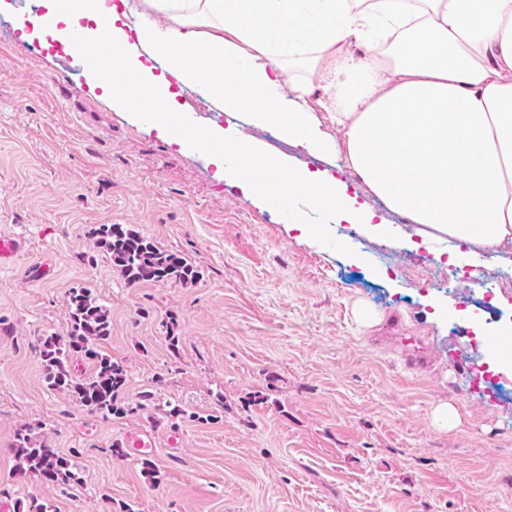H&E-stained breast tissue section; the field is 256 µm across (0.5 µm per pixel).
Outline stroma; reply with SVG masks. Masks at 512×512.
Returning <instances> with one entry per match:
<instances>
[{
    "mask_svg": "<svg viewBox=\"0 0 512 512\" xmlns=\"http://www.w3.org/2000/svg\"><path fill=\"white\" fill-rule=\"evenodd\" d=\"M43 11L0 8V235L20 243L0 269V512L32 499L51 512H512V378L490 396L472 382L488 360L473 322L512 318V254L448 267L312 208L320 233L296 241L294 209L246 200L236 179H214L206 151L158 138L147 114L90 93L45 39L21 38L19 20ZM178 101L194 124L327 169L406 225L341 153L316 158L193 88ZM103 224L182 255L197 279L128 283L98 243ZM476 266L496 306L483 305ZM74 288L109 312L101 350L127 371L126 414L91 412L46 379L42 344L65 333ZM358 301L380 316L366 331ZM441 403L462 417L448 432L430 420ZM22 427L71 457L76 483L18 473Z\"/></svg>",
    "mask_w": 512,
    "mask_h": 512,
    "instance_id": "1",
    "label": "stroma"
}]
</instances>
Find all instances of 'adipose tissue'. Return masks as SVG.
Wrapping results in <instances>:
<instances>
[{"label": "adipose tissue", "instance_id": "ef3b65f1", "mask_svg": "<svg viewBox=\"0 0 512 512\" xmlns=\"http://www.w3.org/2000/svg\"><path fill=\"white\" fill-rule=\"evenodd\" d=\"M143 2L130 25L106 0H43L33 29L94 43L87 20L111 15L114 79L88 78L89 88L120 106L147 100L151 130L207 150L215 177L235 176L248 199L304 191L367 234L391 232L327 172L289 168L238 130L183 122L171 83L204 86L217 110L274 127L309 154L340 140L349 168L444 265L466 247L512 245V0ZM292 60L332 90L324 115L310 83L285 84Z\"/></svg>", "mask_w": 512, "mask_h": 512}]
</instances>
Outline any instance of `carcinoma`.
Instances as JSON below:
<instances>
[{
  "label": "carcinoma",
  "instance_id": "cac0c4a2",
  "mask_svg": "<svg viewBox=\"0 0 512 512\" xmlns=\"http://www.w3.org/2000/svg\"><path fill=\"white\" fill-rule=\"evenodd\" d=\"M99 244L110 255L112 264L131 282H181L196 277L193 266L176 253L159 249L152 241L122 224H103ZM69 326L64 335L44 342L42 356L47 380L75 394L90 411L103 416L122 415L127 409L116 403V393L125 384L124 366L101 353L98 346L110 335L109 312L86 288H73L67 299ZM81 354L96 364L94 376L78 380L73 376L71 360ZM16 452L20 471L47 484L66 486L74 480L70 459L21 428L16 434Z\"/></svg>",
  "mask_w": 512,
  "mask_h": 512
}]
</instances>
